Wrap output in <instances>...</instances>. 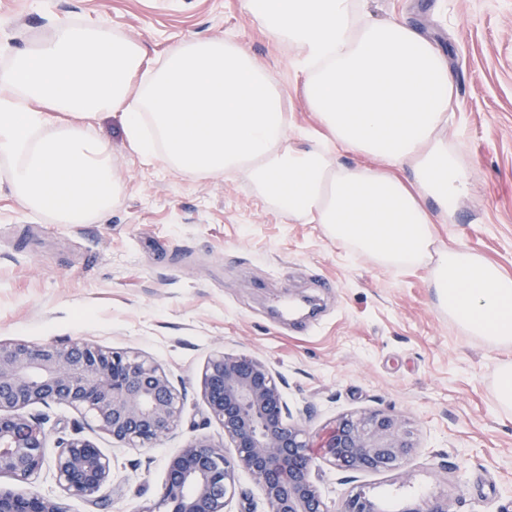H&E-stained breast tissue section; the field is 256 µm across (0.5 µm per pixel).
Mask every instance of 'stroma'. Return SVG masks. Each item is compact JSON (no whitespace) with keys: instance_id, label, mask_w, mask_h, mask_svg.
Here are the masks:
<instances>
[{"instance_id":"obj_1","label":"stroma","mask_w":512,"mask_h":512,"mask_svg":"<svg viewBox=\"0 0 512 512\" xmlns=\"http://www.w3.org/2000/svg\"><path fill=\"white\" fill-rule=\"evenodd\" d=\"M376 18L403 16L448 56L455 83L449 142H462L468 198L438 242L462 246L512 276V0H366ZM105 24L148 59L202 38L247 52L287 98L293 131L318 129L295 52L273 40L246 0H0V45L26 48L53 26ZM122 192L92 224L30 214L0 181V342H90L138 353L182 392V426L161 443L126 448L93 425L83 434L112 459L109 512H145L168 460L206 423L200 378L217 351L259 358L311 447L336 420L399 416L415 450L401 472L344 480L323 466L331 508L351 494L404 512L442 498L448 512H500L512 500V409L495 369L512 345L490 347L440 308L431 269H389L288 220L244 176L197 178L132 154L121 119L97 125Z\"/></svg>"}]
</instances>
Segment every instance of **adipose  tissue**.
<instances>
[{
  "instance_id": "ef3b65f1",
  "label": "adipose tissue",
  "mask_w": 512,
  "mask_h": 512,
  "mask_svg": "<svg viewBox=\"0 0 512 512\" xmlns=\"http://www.w3.org/2000/svg\"><path fill=\"white\" fill-rule=\"evenodd\" d=\"M296 53L304 99L327 135L290 136L284 93L219 38L171 49L159 65L114 28L71 22L0 67V159L12 196L58 224H89L121 193L97 120L120 114L129 148L203 178L244 174L289 219L381 265H427L439 306L463 330L512 344V277L437 244L469 172L446 136L453 78L443 52L398 18L355 0H247ZM372 158L346 166L338 152Z\"/></svg>"
}]
</instances>
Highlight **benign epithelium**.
Masks as SVG:
<instances>
[{"instance_id": "benign-epithelium-1", "label": "benign epithelium", "mask_w": 512, "mask_h": 512, "mask_svg": "<svg viewBox=\"0 0 512 512\" xmlns=\"http://www.w3.org/2000/svg\"><path fill=\"white\" fill-rule=\"evenodd\" d=\"M208 417L224 432L234 455L206 436L189 439L167 465L160 496L145 512H226L238 495L236 474L260 488L265 512H329L318 490L319 466L308 435L288 422L290 412L270 366L246 355L215 353L200 380ZM62 405L89 419L116 443L153 447L181 427L183 397L150 360L86 342L0 343V512H67L55 497L28 488L46 463L48 434L35 406ZM414 450L399 417L380 411L342 417L321 444V459L335 469L377 471L401 467ZM53 467L59 487L90 512L108 505L112 462L75 428L59 439ZM340 512H380L357 493ZM405 512H448V501L424 500Z\"/></svg>"}]
</instances>
